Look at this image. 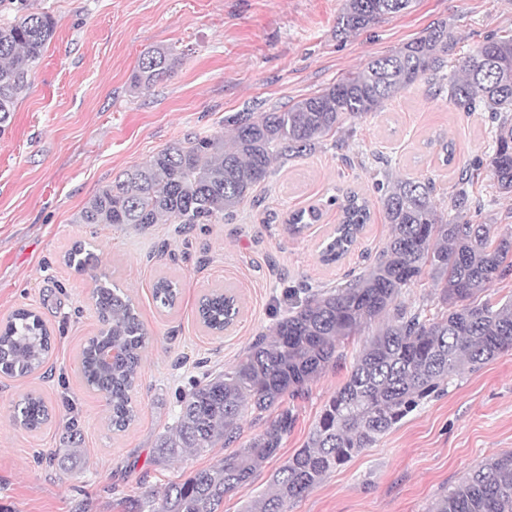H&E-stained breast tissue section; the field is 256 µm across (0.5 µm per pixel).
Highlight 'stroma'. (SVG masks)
<instances>
[{"label": "stroma", "mask_w": 512, "mask_h": 512, "mask_svg": "<svg viewBox=\"0 0 512 512\" xmlns=\"http://www.w3.org/2000/svg\"><path fill=\"white\" fill-rule=\"evenodd\" d=\"M347 0H26L49 13L55 33L31 85L0 133V321L27 308L51 333L52 354L37 373L0 377V512H149L163 488L224 457L223 446L159 460V437L175 423L176 398L202 369L233 367L289 306L290 289L340 286L386 243L376 184L390 177L431 180L445 218L512 225V197L488 175L454 205L456 183L484 155L489 113H466L448 95L462 60L487 36L512 37V0H413L409 10L367 29L337 32ZM452 47L440 75L427 74L375 112L349 120L311 153L275 169L219 224H81L87 202L131 166L167 145L228 132L246 108H285L321 92L372 59L398 51L438 24ZM179 56L150 90L132 76L145 52ZM454 159L443 164L442 144ZM371 203L372 220L350 252L326 265L319 247L341 219L339 189ZM310 205L320 221L301 234L286 220ZM78 241L98 245L99 268L133 300L147 332L135 388L137 418L109 425L104 396L89 388L81 352L101 322L91 272L66 265ZM177 282L173 308L152 297L158 278ZM236 294L240 312L223 333L207 330L198 307L215 289ZM380 329L372 322L341 343L342 359L293 402L297 421L253 483L228 495L221 512H244L270 475L301 448L324 402L346 381L355 358ZM53 411L37 431L16 426L21 394ZM79 457L68 458L71 446ZM512 450V351L480 369H462L374 447L328 474L290 512H427L486 458Z\"/></svg>", "instance_id": "obj_1"}]
</instances>
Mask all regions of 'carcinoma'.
<instances>
[{
	"instance_id": "obj_1",
	"label": "carcinoma",
	"mask_w": 512,
	"mask_h": 512,
	"mask_svg": "<svg viewBox=\"0 0 512 512\" xmlns=\"http://www.w3.org/2000/svg\"><path fill=\"white\" fill-rule=\"evenodd\" d=\"M412 0H347L340 32L356 33L382 18L410 8ZM0 26V128L9 121L31 71L53 36L46 13H27ZM450 36L441 24L394 54L376 58L322 92L284 110L239 112L230 119L233 136L189 138L169 145L134 166L124 179L96 193L82 209L79 224H216L264 181L277 163L312 151L346 120L374 112L427 72L446 66ZM164 50L139 58L134 85L148 90L175 65ZM449 93L465 112L492 114V152L478 159L489 169L500 193L512 195V38L487 37L460 65ZM429 180L398 179L381 197L391 234L374 261L343 288L293 289L288 311L259 336L232 368L205 373L180 399V412L162 435L158 457L198 454L240 436L243 420H265L248 444L224 455L216 466L165 488L155 512H219L224 497L253 480L274 457L296 423L283 406L308 392L311 381L339 360L337 345L363 326H384L352 365L346 381L330 396L304 446L272 475L268 488L245 512H288L290 506L328 473L374 445L416 410L447 389L465 365L476 369L512 350V296L483 297L489 286L512 272V231L495 234L492 224L443 220L432 202ZM366 199L344 194L342 219L322 243L321 261L332 264L347 254L370 220ZM321 219L315 206L290 214L288 230L301 233ZM95 258L88 243L77 242L67 265L84 271ZM429 276L440 287V309L398 303L403 290ZM179 290L166 278L153 286V298L174 306ZM102 328L99 342L119 351L109 368L95 358L97 341L83 352L88 385L104 392L110 425L126 430L136 418L130 393L135 387L147 334L131 299L117 286L93 291ZM239 313L235 295L215 290L199 307L201 322L222 332ZM50 351L49 332L35 312L20 308L0 325V374L26 377L39 371ZM12 419L37 430L49 419L43 399L21 396ZM429 512H512V451L485 460Z\"/></svg>"
}]
</instances>
